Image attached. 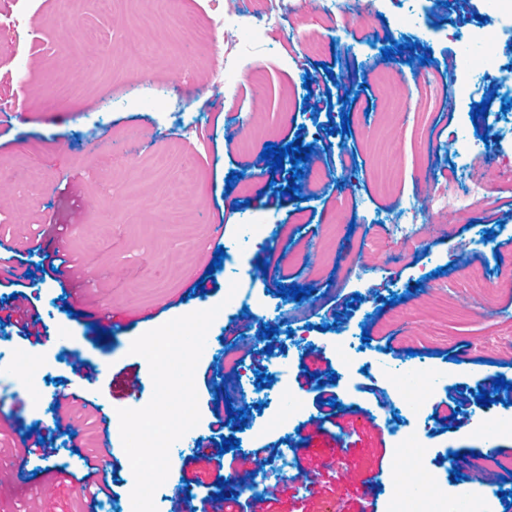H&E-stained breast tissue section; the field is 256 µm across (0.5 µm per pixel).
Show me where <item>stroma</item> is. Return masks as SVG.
Listing matches in <instances>:
<instances>
[{"mask_svg": "<svg viewBox=\"0 0 512 512\" xmlns=\"http://www.w3.org/2000/svg\"><path fill=\"white\" fill-rule=\"evenodd\" d=\"M0 0V99L22 98L23 121L0 114V166L33 169L36 182L0 179V241L23 248L29 265L47 264L56 239L49 229L71 225L70 250L85 270L79 283L78 315L63 308L69 281L46 278L26 286L22 308H37L48 339L33 345L21 338L9 310L0 309V346L11 352L0 367V398H19L17 412L0 416V446L28 444L37 427L52 454L30 456L28 476L0 471V512H88L77 479L84 473L73 443L88 440L103 422L118 421L122 408L138 409L154 385L146 360L131 353L135 339L162 324L203 309L218 308L207 347L195 372L200 422L195 436L211 437L210 399L215 391L245 399L246 426L227 424L239 439L236 463L227 471L228 490L251 476L242 462L249 449L281 441L279 465L320 467L303 446L305 432L322 427L337 445L334 476L313 489L289 482L274 512H391L395 467L413 465L418 481L444 477L442 489L456 498L450 470L472 478L479 455L503 460L485 469V483L512 490V429L486 436L483 420L512 416V389L481 407L475 390L491 389L496 377L512 382V178L500 181L494 204L474 205L465 221L447 219L427 229L420 182L465 186L472 177L502 168L512 153V111L492 102L485 118L472 121L476 103L492 85L501 94L512 66V36L489 46L493 66L472 77L467 93L454 92L459 74L456 49L464 34L498 25L487 0H472L474 16L462 17L444 0H372L370 30L339 37L336 23L351 12L349 0H332L328 11L312 9L298 20L283 19L259 51L231 53L232 70L215 86L206 43L188 45L181 22L204 28L208 0ZM315 39L319 54L301 43ZM403 44L401 69L430 54L427 68L437 82L431 111L411 92L401 106L403 126L392 147L397 176L390 190L376 177V159L363 140L385 123L380 93L369 74L387 40ZM350 90L345 107L349 133L332 136L333 155L312 152L309 165L329 179L305 201L285 189L288 168L270 170L261 159L265 143H315L326 113L309 109L306 94L328 88L324 69ZM488 130V149L468 153L469 141ZM237 180H229V172ZM346 180L350 190L339 191ZM412 208L423 231L421 248L403 250L391 216ZM224 239L215 241L216 224ZM353 231H346V224ZM384 225L374 259L376 271L359 282L350 267L362 258L374 225ZM221 269L210 270L216 248ZM276 260L280 284L313 286L303 301L268 293L247 275L258 260ZM239 300L225 306L231 285ZM203 298H195L196 289ZM360 294L353 316H333L332 297ZM400 306H390L393 296ZM287 309L288 319L269 337L264 364L274 378L256 389L251 364L223 377L224 354L238 342L225 330L242 309ZM108 314L115 330L99 339L95 328ZM370 337L356 366L336 368L334 391L341 409L321 424L316 391L301 374L304 362L335 359L342 330ZM39 360L43 380L31 384L27 363ZM446 374L421 413L404 414L416 433L413 445L396 449L385 416L396 395L385 370L406 362ZM76 392L93 400L89 417L72 406V432L59 429L56 401ZM298 395L302 412L288 418L281 399ZM459 404L450 416L448 401ZM458 452L449 462L448 452ZM114 462L104 471L114 498L95 512H133L134 474L120 432L112 434Z\"/></svg>", "mask_w": 512, "mask_h": 512, "instance_id": "obj_1", "label": "stroma"}]
</instances>
